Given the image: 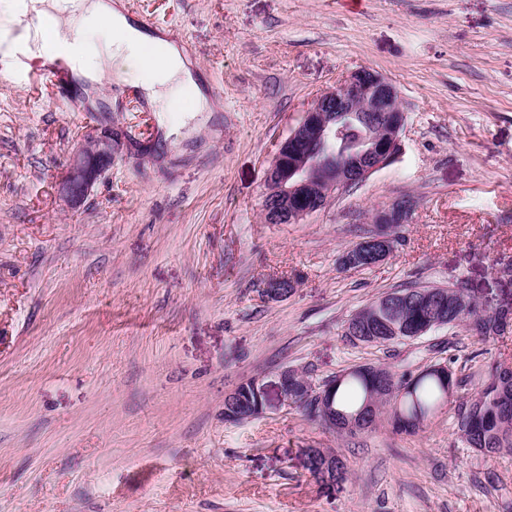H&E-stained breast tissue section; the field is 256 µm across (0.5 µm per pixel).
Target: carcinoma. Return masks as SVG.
I'll return each instance as SVG.
<instances>
[{
    "mask_svg": "<svg viewBox=\"0 0 512 512\" xmlns=\"http://www.w3.org/2000/svg\"><path fill=\"white\" fill-rule=\"evenodd\" d=\"M367 127L359 121L345 126L336 141V155L342 157L360 145ZM387 232L372 234L352 245L340 257L348 269L372 266V255L383 245L394 247L399 225H386ZM406 300L397 308L366 305L344 325L346 340L354 345H390L414 340L439 328L440 322L464 326L481 338L503 332L505 313L490 314L467 288H402ZM463 379L452 371L433 369L426 373L396 378L389 369L359 365L346 374L323 383L325 399L336 409V430L355 434L375 425L385 411L393 413L396 429L406 433L420 430L431 413L448 396V387H459ZM236 399L246 406L245 414L258 413L257 389L241 384ZM458 430L472 448L486 455L512 449V366L494 363L487 366L484 380L474 397L459 402L455 409Z\"/></svg>",
    "mask_w": 512,
    "mask_h": 512,
    "instance_id": "cac0c4a2",
    "label": "carcinoma"
}]
</instances>
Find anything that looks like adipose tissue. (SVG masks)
Listing matches in <instances>:
<instances>
[{
	"mask_svg": "<svg viewBox=\"0 0 512 512\" xmlns=\"http://www.w3.org/2000/svg\"><path fill=\"white\" fill-rule=\"evenodd\" d=\"M0 10L9 17L4 34L20 33L30 61L42 64L54 58L52 48L59 36L79 33L102 35L101 47L84 46L79 56L69 61L78 76L97 78L105 67H112L117 86L132 87L159 111L192 93V109H208L202 94L194 90L195 82L187 62L171 40L142 31L122 11L121 4L109 5L105 0H0ZM37 14L48 22L47 28L25 27L26 15ZM135 67L137 75L128 78L127 67Z\"/></svg>",
	"mask_w": 512,
	"mask_h": 512,
	"instance_id": "obj_1",
	"label": "adipose tissue"
}]
</instances>
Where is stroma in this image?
<instances>
[{"instance_id": "1", "label": "stroma", "mask_w": 512, "mask_h": 512, "mask_svg": "<svg viewBox=\"0 0 512 512\" xmlns=\"http://www.w3.org/2000/svg\"><path fill=\"white\" fill-rule=\"evenodd\" d=\"M172 24L207 112L160 115L111 75L91 111L0 78V512H512V452L455 420L512 328L445 327L352 345L345 321L407 285L465 284L512 312V0H131ZM370 68L397 84L399 158L297 224L265 223L271 158L322 91ZM120 139L76 208L58 185L80 141ZM413 203L381 263L343 251L375 210ZM290 279L284 298L268 281ZM466 380L423 430L332 432L280 403L282 367L322 383L359 365ZM264 411L233 423L251 378ZM346 461L323 489L305 449Z\"/></svg>"}]
</instances>
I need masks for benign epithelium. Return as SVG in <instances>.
<instances>
[{"mask_svg":"<svg viewBox=\"0 0 512 512\" xmlns=\"http://www.w3.org/2000/svg\"><path fill=\"white\" fill-rule=\"evenodd\" d=\"M353 120L370 127L365 147L339 162L330 178L315 181L316 171L336 155L335 134L340 130V123ZM406 121L399 88L375 70L356 69L323 91L280 142L270 162L261 193L266 223L297 224L329 200L394 162L401 151ZM111 163L112 134L80 144L66 177L58 186L60 196L71 207L79 206ZM411 212L410 201L398 200L378 209L375 222L407 224ZM277 377L282 404L298 406L288 392V370L278 371Z\"/></svg>","mask_w":512,"mask_h":512,"instance_id":"1","label":"benign epithelium"}]
</instances>
